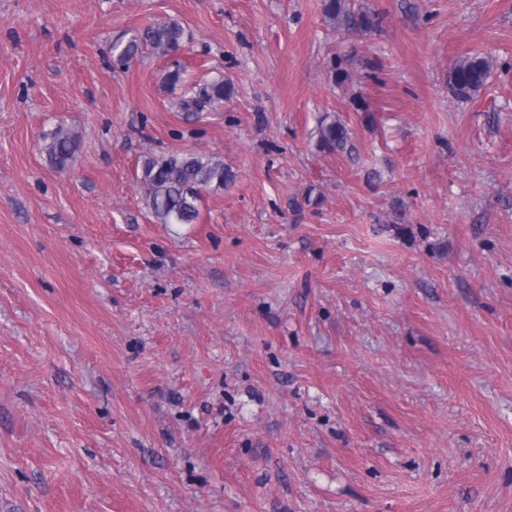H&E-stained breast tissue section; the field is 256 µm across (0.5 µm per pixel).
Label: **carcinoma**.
<instances>
[{"instance_id": "1", "label": "carcinoma", "mask_w": 512, "mask_h": 512, "mask_svg": "<svg viewBox=\"0 0 512 512\" xmlns=\"http://www.w3.org/2000/svg\"><path fill=\"white\" fill-rule=\"evenodd\" d=\"M326 17L338 29L367 32L376 26L375 20L366 13L354 11L348 0H325ZM183 27L176 21L162 22L148 27L122 45L113 46L117 65H125L144 52L166 56L178 50L183 42ZM493 61L486 55H475L458 60L448 74V88L458 100H469L486 84ZM229 97L224 79L206 83L198 94L181 101L188 112L195 111L197 100L202 98L210 106H220ZM320 144L329 151H344L348 147L349 133L346 127L333 119L321 124ZM79 147V137L63 127L51 134L45 150L50 162L64 169ZM138 179L145 190L147 205L163 224H194L199 217L198 202L202 190L221 189L234 180V173L224 160L210 155L172 153L144 156Z\"/></svg>"}]
</instances>
